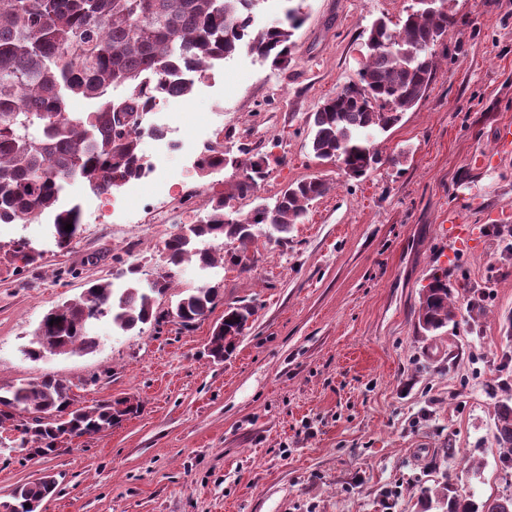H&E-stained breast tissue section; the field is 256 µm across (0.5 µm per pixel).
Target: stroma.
Here are the masks:
<instances>
[{
  "instance_id": "1",
  "label": "stroma",
  "mask_w": 512,
  "mask_h": 512,
  "mask_svg": "<svg viewBox=\"0 0 512 512\" xmlns=\"http://www.w3.org/2000/svg\"><path fill=\"white\" fill-rule=\"evenodd\" d=\"M299 7L287 64L241 52L182 101L143 121L139 149L184 189L163 198L130 182L99 195L82 182L64 193L98 204L110 223L84 220L65 248L48 227L1 224L0 246L27 242L33 262L0 259V385L46 377L72 386L77 405L134 397L143 408L118 426L76 439L69 452L32 457L0 445V501L49 474L42 512H443L419 491L449 479L478 500L512 495L499 462L498 368L512 351V257L496 237L512 225V0H445L448 30L423 98L377 133L381 161L352 179L310 148L307 118L357 81L364 31L398 23L416 0H260L257 27ZM176 128L185 150L160 148L151 130ZM222 148L228 164L199 176L190 148ZM270 155L256 194L238 196L241 146ZM319 178L329 192L282 238L259 239L251 271L184 263L157 298L167 312L206 284L222 304L192 327L175 322L118 333L96 322V349L30 358L43 316L92 281L120 282L129 264L164 266V242L217 198L243 216L288 184ZM468 198L457 244L448 214ZM456 264L464 287L457 320L423 332L415 310L433 269ZM484 313L469 319L472 294ZM256 313L234 351L213 361L208 342L226 304Z\"/></svg>"
}]
</instances>
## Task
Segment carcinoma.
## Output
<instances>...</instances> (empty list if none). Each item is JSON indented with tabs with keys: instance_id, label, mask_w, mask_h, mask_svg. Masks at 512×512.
<instances>
[{
	"instance_id": "carcinoma-1",
	"label": "carcinoma",
	"mask_w": 512,
	"mask_h": 512,
	"mask_svg": "<svg viewBox=\"0 0 512 512\" xmlns=\"http://www.w3.org/2000/svg\"><path fill=\"white\" fill-rule=\"evenodd\" d=\"M260 0H0V222L26 224L56 207L64 184L79 179L108 194L140 176L144 134L136 123L140 111L168 95L186 98L192 83L174 80L183 71L198 75L247 50L275 65L288 63L294 31L303 23L299 9L285 22L249 32ZM448 30V13L421 8L407 14L399 28L382 18L366 29L368 54L355 83L343 86L309 116L310 147L315 158L336 160L351 178H360L379 161L367 132L386 131L400 112L424 95L435 68L433 48ZM125 88L120 98L110 90ZM99 101L92 112H70L67 101ZM244 177L235 184L240 196L257 190L267 177L268 156L244 147ZM329 185L318 179L288 185L273 203H261L243 217L225 211L224 200L207 216L165 242L166 276L143 289L140 270L131 264L124 288L97 282L78 297L52 309L39 328L44 339L30 355L58 348L68 353L97 343L90 326L103 318L125 334L148 323L173 318L189 327L215 307L219 287L204 286L181 297L167 313L154 311L156 297L172 287L175 268L197 260L204 267L224 263V241L239 243L230 261L243 271L255 263L249 247L264 236L286 234L305 215L309 203ZM72 225L69 231L66 225ZM81 224L76 209L57 212L53 236L67 247ZM204 247H199V244ZM455 270L435 269L422 290L419 326L436 332L455 322L452 278ZM248 304L229 305L212 330L208 355L224 360L249 318ZM60 322H55V319ZM32 414L16 419L14 408ZM129 399L107 400L92 408L75 406L71 387L47 377L37 384L0 386V430L20 434L21 447L45 455L64 434L93 435L138 412ZM499 461L512 469V396L497 403ZM56 483L21 484L0 502L4 512H33ZM448 512H512V496L476 501L443 487Z\"/></svg>"
}]
</instances>
